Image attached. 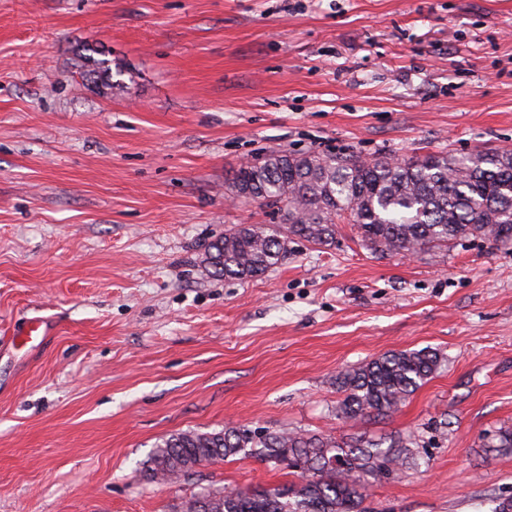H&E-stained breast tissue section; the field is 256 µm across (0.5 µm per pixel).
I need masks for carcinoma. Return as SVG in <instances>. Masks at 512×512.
I'll use <instances>...</instances> for the list:
<instances>
[{"instance_id": "cac0c4a2", "label": "carcinoma", "mask_w": 512, "mask_h": 512, "mask_svg": "<svg viewBox=\"0 0 512 512\" xmlns=\"http://www.w3.org/2000/svg\"><path fill=\"white\" fill-rule=\"evenodd\" d=\"M231 190L260 206L279 207V224H236L210 242L203 263L219 279L245 280L278 265L288 239L331 245L339 224H349L363 247L384 256L446 249L480 238L512 243V150H476L464 156L429 153L401 160L361 159L354 153L273 151L234 175ZM434 350L387 352L336 377L342 393L337 413L354 424L385 417L440 368ZM512 451V430L489 443ZM243 456L286 461L290 483L208 490L172 512H363L366 490L415 458L404 437L338 439L306 431L224 426L163 439L143 463L150 483L175 482L197 466ZM342 465L331 468L326 459Z\"/></svg>"}]
</instances>
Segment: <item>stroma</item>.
Wrapping results in <instances>:
<instances>
[{"label": "stroma", "mask_w": 512, "mask_h": 512, "mask_svg": "<svg viewBox=\"0 0 512 512\" xmlns=\"http://www.w3.org/2000/svg\"><path fill=\"white\" fill-rule=\"evenodd\" d=\"M120 87L84 84L82 55ZM512 150V0H0V512H170L270 487L233 457L142 467L184 431L415 438L369 512L512 498V245L384 258L351 225L243 281L201 262L273 208L225 184L264 153L404 159ZM48 334L15 344L28 320ZM433 349L398 411L338 419L339 371Z\"/></svg>", "instance_id": "1"}]
</instances>
